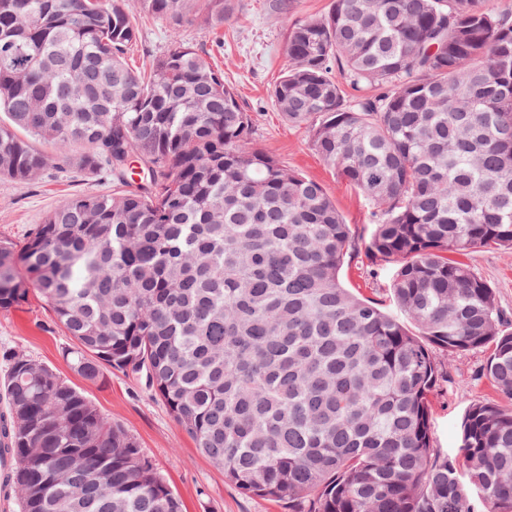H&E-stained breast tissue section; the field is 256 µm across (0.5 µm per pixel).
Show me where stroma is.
Here are the masks:
<instances>
[{
	"label": "stroma",
	"instance_id": "stroma-1",
	"mask_svg": "<svg viewBox=\"0 0 512 512\" xmlns=\"http://www.w3.org/2000/svg\"><path fill=\"white\" fill-rule=\"evenodd\" d=\"M331 0H295L293 12L274 13L269 0H233V12L223 26L202 22L181 27L184 42L201 48L225 84L255 119L254 145L289 169L326 189L355 238L368 236L376 218L354 187L347 185L319 158L306 130L291 128L276 109L270 91L285 61V39L298 21L325 15ZM139 37L125 54L130 67L140 66L146 52L161 53L168 45L170 25L153 15L136 12ZM111 193L112 181L76 169L49 167L37 180L0 179V241L22 247L36 224L61 200L81 192ZM496 291L499 309L512 319V250L480 248L463 258ZM391 265H376L354 248L344 267L349 287L383 305H391ZM71 339L52 307L36 289H29L18 307L0 310V350L13 348L48 365L77 387L95 407L124 427L139 442L157 472L169 483L184 512H288L285 504L239 493L224 480L222 468L200 455L193 439L170 416L166 406L144 379L112 371L104 381L91 383L75 373L63 358ZM433 355L440 376L431 398L433 444L440 452L456 454L459 429L469 405L494 398L483 374L489 355L481 348L463 353L442 349Z\"/></svg>",
	"mask_w": 512,
	"mask_h": 512
}]
</instances>
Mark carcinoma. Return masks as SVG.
Wrapping results in <instances>:
<instances>
[{
    "mask_svg": "<svg viewBox=\"0 0 512 512\" xmlns=\"http://www.w3.org/2000/svg\"><path fill=\"white\" fill-rule=\"evenodd\" d=\"M136 10L217 26L231 0H0V178L62 162L114 185L61 201L19 250L0 241V309L25 300L24 269L70 366L145 376L244 495L288 512H512V325L448 258L512 249V15L332 0L288 32L271 97L372 206L365 251L393 266V313L345 285L349 225L254 146L205 55L174 34L128 66ZM335 70L364 94L347 100ZM486 346L508 403L468 408L459 465L433 448L431 348ZM0 357L19 512H181L123 427L28 355Z\"/></svg>",
    "mask_w": 512,
    "mask_h": 512,
    "instance_id": "cac0c4a2",
    "label": "carcinoma"
}]
</instances>
